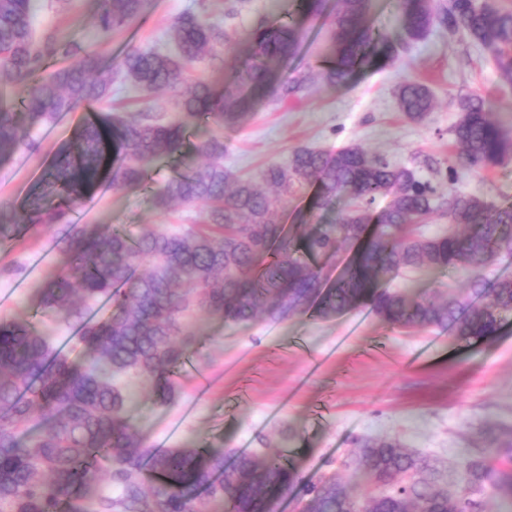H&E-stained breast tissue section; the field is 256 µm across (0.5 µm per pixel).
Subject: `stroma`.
Listing matches in <instances>:
<instances>
[{
  "mask_svg": "<svg viewBox=\"0 0 512 512\" xmlns=\"http://www.w3.org/2000/svg\"><path fill=\"white\" fill-rule=\"evenodd\" d=\"M204 4L223 16L233 38L223 71L206 63L195 68L219 90L248 54L247 30L260 22H286L297 9V0H152L145 18L106 35L98 21L99 0H70L64 9L43 6L33 25L40 36L79 39L106 61L129 45L165 47L172 20ZM304 29L303 51L283 77H294L329 53L322 21ZM409 77L427 84L435 101L421 124L394 108L395 92ZM476 95L494 101L496 121L512 133V86L502 82L489 55L469 39L435 30L406 42L394 61L362 67L347 83L315 84L293 103L263 102L238 127L225 130L224 164L253 176L268 163L287 160L300 145L357 143L441 188L456 165L451 129L458 103ZM91 111L84 105L61 115L51 136L34 129L31 149L1 161L0 201L27 206ZM205 134V128L191 129L181 154L154 161L144 184L99 187L76 207L73 223L112 224L133 235L147 224L169 230L185 223V210L159 211L153 194L182 155H194ZM460 185L489 202L512 198V166L461 175ZM57 231L48 224L0 246V321L31 318L38 288L66 264L55 245ZM191 329L199 344L177 376L173 402H159L142 383L130 387L131 415L149 447L205 445L232 453L268 444L287 455L303 479L333 473L356 493L361 478L342 466L354 439L395 436L435 459L444 471L442 487L459 493L455 461L484 424L512 422V322L471 344L428 328L390 327L365 308L327 321L295 315L228 324L202 315Z\"/></svg>",
  "mask_w": 512,
  "mask_h": 512,
  "instance_id": "stroma-1",
  "label": "stroma"
}]
</instances>
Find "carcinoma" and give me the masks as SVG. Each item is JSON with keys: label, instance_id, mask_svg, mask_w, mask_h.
<instances>
[{"label": "carcinoma", "instance_id": "1", "mask_svg": "<svg viewBox=\"0 0 512 512\" xmlns=\"http://www.w3.org/2000/svg\"><path fill=\"white\" fill-rule=\"evenodd\" d=\"M150 0H101L99 25L121 30L145 16ZM397 22L410 40L433 29L461 34L493 60L512 83V10L485 0H395ZM372 0H298L303 20H324L331 61L299 76L278 73L304 44L299 22L259 24L248 33L250 53L234 86L215 91L190 70L222 61L232 50L224 23L205 11L175 17L165 51L131 45L104 65L82 42L48 35L35 39L34 0H0V82L26 87L20 98L29 126L45 125L82 104L112 105V84L151 98L172 94L176 115L146 101L143 112H105L79 130L39 185L37 201L17 211L0 204V242L60 226L56 245L67 267L39 289L36 313L57 315L80 329V364L54 348L33 320L0 322V512H266L269 502L299 488L302 512H480V502L438 484L439 468L394 437H362L344 464L365 482L350 493L334 475L303 482L288 459L274 452L224 451L186 446L155 450L128 413L125 379L152 386L157 400L176 394V369L194 336L195 314L242 323L259 316L277 322L298 314L320 320L367 307L398 328L446 331L468 343L496 335L512 319V277L492 283L481 272L512 255V202L492 203L459 187V177L438 191L405 166L391 165L359 144L336 150L300 146L254 177L224 166V130L247 115L260 97L280 103L300 98L308 84L345 83L370 56L391 61L397 47L375 29ZM395 107L422 123L434 111L429 88L415 78L400 84ZM493 105L475 96L459 102L452 129L458 163L466 171L512 164V138L493 119ZM209 135L195 151L201 161L175 171L154 192L155 205L194 208L199 222L173 231L145 226L129 237L110 226L74 224L70 215L99 184L102 169L118 189L144 181L150 163L177 153L188 124ZM31 147L16 113L0 105V159ZM310 193L300 225L344 200L332 224L298 233L285 228L288 200ZM53 200L49 208L40 199ZM384 198L388 204L377 210ZM433 216L448 229L432 236L419 225ZM347 245L349 264L328 286L321 259ZM148 270L138 273L142 263ZM420 270L465 272V295L418 294L393 288ZM109 305L92 320L90 305ZM156 482L147 486L144 470ZM458 481L512 498V426L490 425L480 443L455 462Z\"/></svg>", "mask_w": 512, "mask_h": 512}]
</instances>
